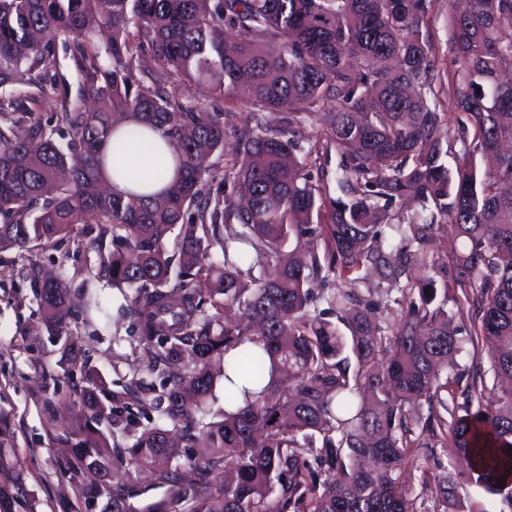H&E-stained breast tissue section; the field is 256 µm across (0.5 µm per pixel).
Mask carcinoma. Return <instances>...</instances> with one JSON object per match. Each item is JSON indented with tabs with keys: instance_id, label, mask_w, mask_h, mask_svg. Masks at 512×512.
I'll list each match as a JSON object with an SVG mask.
<instances>
[{
	"instance_id": "1",
	"label": "carcinoma",
	"mask_w": 512,
	"mask_h": 512,
	"mask_svg": "<svg viewBox=\"0 0 512 512\" xmlns=\"http://www.w3.org/2000/svg\"><path fill=\"white\" fill-rule=\"evenodd\" d=\"M427 0H0V111L29 112L15 90L27 76L47 93L55 46L71 40L93 111L60 104L57 128L39 122L0 127V252L47 246L83 217L111 238L104 270L134 288L129 311L155 384L121 393L91 373L69 429L70 478L93 467L111 481L85 497L100 512H415L400 481L414 448L450 437L469 459L461 476L438 477L441 512L460 481L512 504V385L486 387L479 373L461 390L447 421L441 392L459 368V330L432 277L406 278L421 231L444 218L461 244L455 283L477 288L474 335L495 379L512 382V0H470L450 17L457 53L456 108L469 124L453 137L434 94L426 34ZM238 41L229 46L224 33ZM158 67L174 82L231 93L254 127L236 134L224 169V113L198 107L137 72ZM330 101L329 143L344 159L327 224L326 257L306 248L317 189L299 159L303 125ZM288 113L276 129L262 112ZM173 147L150 180L155 194L102 191L103 150L152 152L145 129ZM461 143V162L447 157ZM232 184L211 196L209 181ZM246 195L242 208L233 195ZM411 197L418 208L396 218L387 204ZM388 235L401 268L378 238ZM388 281L365 288V272ZM344 287L329 289L330 278ZM42 320L58 336L69 318L98 307L66 304L63 273L37 278ZM339 324L324 319L321 305ZM396 304L403 319L383 324L376 310ZM224 377V409L208 407ZM427 413H422V409ZM156 410L161 425L137 419ZM420 433H415L416 428ZM155 470L159 500L112 482L115 461ZM198 470L178 480L179 460ZM505 478L504 487L497 481Z\"/></svg>"
}]
</instances>
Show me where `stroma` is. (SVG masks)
I'll return each mask as SVG.
<instances>
[{
  "label": "stroma",
  "instance_id": "obj_1",
  "mask_svg": "<svg viewBox=\"0 0 512 512\" xmlns=\"http://www.w3.org/2000/svg\"><path fill=\"white\" fill-rule=\"evenodd\" d=\"M450 0H430L427 30L435 61L434 86L440 111L449 115L450 128H457L459 112L448 95L453 85V43L448 27ZM53 71L57 77L53 100L31 105L32 119L49 123L55 101H76L83 82L69 50L57 46ZM325 117L310 120L303 128L304 146L315 147L320 164L314 183L319 189L322 216H329L338 191L336 173L341 157L326 146ZM98 227L93 217L74 225L56 245L28 252H0V420L14 435V445L0 448V488L17 496L15 512H91L78 483L70 478L62 449L54 439L67 427L66 408L79 387L80 371L99 375L109 389L149 374L138 350V336L130 318L120 317L125 298L109 288L100 289L103 306L111 322L70 320L67 330L79 347V370L63 372L57 366L62 344L50 336L40 316L34 293L38 271L63 266L73 304H81V282L86 274L98 273L99 255L93 243ZM459 242L447 225H435L419 247V265L412 275L433 276L437 283H449L447 308L455 314L462 333H470L473 321L468 310L458 309L460 289L454 288L455 259ZM459 470L456 456L441 447L418 449L402 478L416 512H437L435 475Z\"/></svg>",
  "mask_w": 512,
  "mask_h": 512
}]
</instances>
